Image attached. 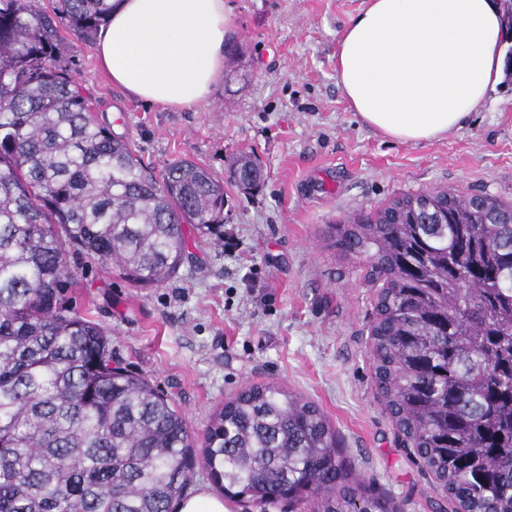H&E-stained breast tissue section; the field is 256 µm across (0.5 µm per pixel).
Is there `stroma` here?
I'll return each instance as SVG.
<instances>
[{
  "instance_id": "stroma-1",
  "label": "stroma",
  "mask_w": 512,
  "mask_h": 512,
  "mask_svg": "<svg viewBox=\"0 0 512 512\" xmlns=\"http://www.w3.org/2000/svg\"><path fill=\"white\" fill-rule=\"evenodd\" d=\"M232 3L234 48L210 99L190 108L134 98L112 85L95 45L70 46L96 120L155 174L187 157L223 178L224 243L189 230L178 276L148 288L69 256L63 301L105 328L114 360L171 397L195 435L246 384L277 383L320 406L355 478L398 512H455L374 384L380 285L330 246L327 227L433 189L512 204V83L448 137L396 142L365 125L336 83L339 37L368 0ZM243 153L264 173L251 190L228 179Z\"/></svg>"
}]
</instances>
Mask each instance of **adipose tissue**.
Instances as JSON below:
<instances>
[{"label": "adipose tissue", "mask_w": 512, "mask_h": 512, "mask_svg": "<svg viewBox=\"0 0 512 512\" xmlns=\"http://www.w3.org/2000/svg\"><path fill=\"white\" fill-rule=\"evenodd\" d=\"M230 0H112L96 45L114 84L147 103H204L224 72ZM494 0H370L339 39L336 81L360 120L438 141L482 109L504 72Z\"/></svg>", "instance_id": "1"}]
</instances>
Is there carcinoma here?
<instances>
[{
    "mask_svg": "<svg viewBox=\"0 0 512 512\" xmlns=\"http://www.w3.org/2000/svg\"><path fill=\"white\" fill-rule=\"evenodd\" d=\"M61 2L0 0V512H173L198 464L245 507L395 512L352 479L322 410L273 383L224 402L196 456L163 391L61 304L68 252L160 286L187 226L224 242L225 204L207 168L157 176L97 122L61 30L92 42L112 3ZM229 178L251 189L263 172L243 153ZM331 229L382 282L370 356L403 445L461 512H512V205L430 190Z\"/></svg>",
    "mask_w": 512,
    "mask_h": 512,
    "instance_id": "carcinoma-1",
    "label": "carcinoma"
}]
</instances>
